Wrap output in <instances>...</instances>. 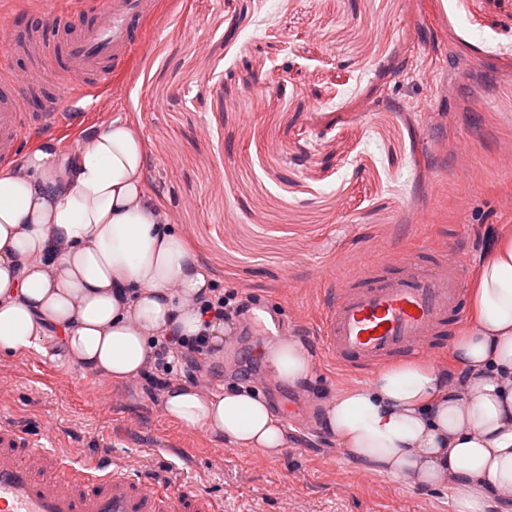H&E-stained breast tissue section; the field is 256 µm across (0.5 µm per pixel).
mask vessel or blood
Returning a JSON list of instances; mask_svg holds the SVG:
<instances>
[{
  "mask_svg": "<svg viewBox=\"0 0 512 512\" xmlns=\"http://www.w3.org/2000/svg\"><path fill=\"white\" fill-rule=\"evenodd\" d=\"M159 0H38L41 23L12 34L0 53V163L41 130L66 126L53 98L93 106L97 91L122 69L141 43ZM30 61L16 69L15 57ZM55 59L62 76L53 98L43 97L36 61ZM467 270L440 253L430 264L413 257L378 260L326 289L318 344L337 367L360 376L380 366L445 348L461 317ZM21 429L0 422V512H215L204 494L170 483H146L99 464L82 475Z\"/></svg>",
  "mask_w": 512,
  "mask_h": 512,
  "instance_id": "vessel-or-blood-1",
  "label": "vessel or blood"
}]
</instances>
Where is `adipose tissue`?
Returning <instances> with one entry per match:
<instances>
[{"instance_id":"1","label":"adipose tissue","mask_w":512,"mask_h":512,"mask_svg":"<svg viewBox=\"0 0 512 512\" xmlns=\"http://www.w3.org/2000/svg\"><path fill=\"white\" fill-rule=\"evenodd\" d=\"M137 131L122 118L84 132L68 151L53 142L0 171V354L35 351L109 382L139 377L158 336H192L210 278L149 194ZM469 325L449 366L463 386L420 361L382 367L325 406L337 442L372 471L445 486L454 512L512 499V234L499 238L469 289ZM273 375L311 377L301 343L268 348ZM164 414L237 448L275 455L283 425L242 389L204 393L180 383Z\"/></svg>"}]
</instances>
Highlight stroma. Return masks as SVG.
Here are the masks:
<instances>
[{
  "label": "stroma",
  "instance_id": "35a3bbf8",
  "mask_svg": "<svg viewBox=\"0 0 512 512\" xmlns=\"http://www.w3.org/2000/svg\"><path fill=\"white\" fill-rule=\"evenodd\" d=\"M150 27L93 111L45 137L65 151L130 122L149 192L213 285L280 314L289 336L315 333L319 275L451 243L474 273L476 232L512 231V0H163ZM251 327L219 325L211 388L238 387L248 356L267 372L263 324ZM312 362L309 382L276 386L309 403L319 431L287 427L276 456L180 426L143 379L37 353L0 358V416L52 434L76 465L107 451L222 512H452L448 490L366 471L322 430L325 401L355 379Z\"/></svg>",
  "mask_w": 512,
  "mask_h": 512
}]
</instances>
